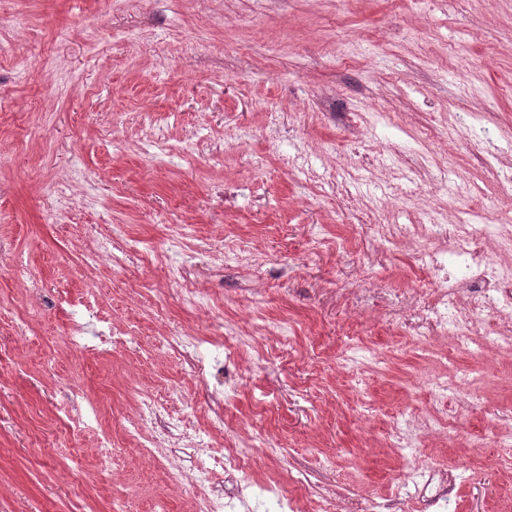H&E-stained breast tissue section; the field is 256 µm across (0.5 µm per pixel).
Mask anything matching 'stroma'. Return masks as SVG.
Wrapping results in <instances>:
<instances>
[{
  "label": "stroma",
  "mask_w": 512,
  "mask_h": 512,
  "mask_svg": "<svg viewBox=\"0 0 512 512\" xmlns=\"http://www.w3.org/2000/svg\"><path fill=\"white\" fill-rule=\"evenodd\" d=\"M445 212L512 225V0H0V512H195L163 469L204 430L300 512H503L512 351H425L414 242L377 259L380 226ZM100 224L139 258L86 265ZM88 288L136 330L112 354L69 342L58 293ZM185 333L234 359L195 372ZM71 384L98 411L76 438ZM157 394L185 444L152 463L126 429ZM432 469L447 505L415 494Z\"/></svg>",
  "instance_id": "obj_1"
}]
</instances>
